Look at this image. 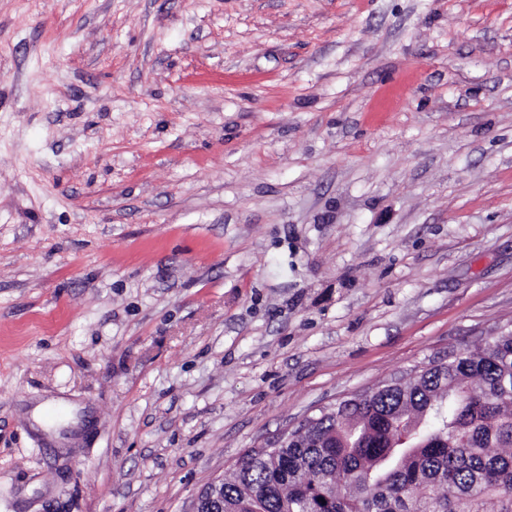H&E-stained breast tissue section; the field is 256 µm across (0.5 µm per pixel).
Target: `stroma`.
I'll list each match as a JSON object with an SVG mask.
<instances>
[{"label": "stroma", "instance_id": "35a3bbf8", "mask_svg": "<svg viewBox=\"0 0 512 512\" xmlns=\"http://www.w3.org/2000/svg\"><path fill=\"white\" fill-rule=\"evenodd\" d=\"M503 328L512 0H0V512H188Z\"/></svg>", "mask_w": 512, "mask_h": 512}]
</instances>
